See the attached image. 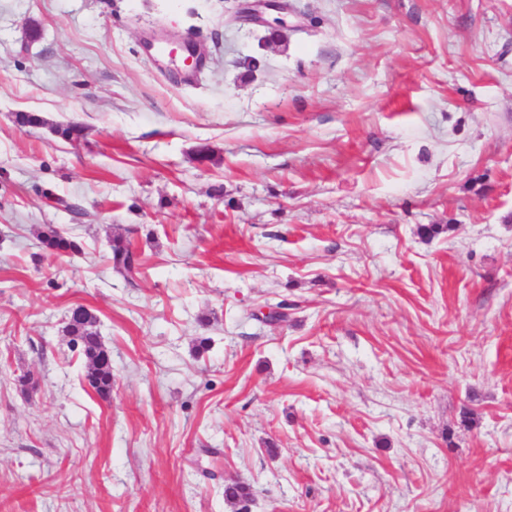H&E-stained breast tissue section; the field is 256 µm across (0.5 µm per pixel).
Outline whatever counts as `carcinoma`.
I'll return each instance as SVG.
<instances>
[{
    "label": "carcinoma",
    "instance_id": "1",
    "mask_svg": "<svg viewBox=\"0 0 512 512\" xmlns=\"http://www.w3.org/2000/svg\"><path fill=\"white\" fill-rule=\"evenodd\" d=\"M43 246L51 252H64L73 255L82 253L80 242L65 237L52 225H47L40 232ZM109 260L113 271L126 280L133 279L141 265L139 256L130 246L119 239L112 240ZM97 317L86 307L76 306L69 311L63 333L68 337V344L79 350L84 363L83 377L94 391L102 396H108L112 391V370L102 364L103 355L107 353L104 344L96 330ZM250 496L248 485L234 482L224 489V497L229 502H237Z\"/></svg>",
    "mask_w": 512,
    "mask_h": 512
}]
</instances>
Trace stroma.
Masks as SVG:
<instances>
[{"label": "stroma", "mask_w": 512, "mask_h": 512, "mask_svg": "<svg viewBox=\"0 0 512 512\" xmlns=\"http://www.w3.org/2000/svg\"><path fill=\"white\" fill-rule=\"evenodd\" d=\"M240 6L0 0V512H512V0ZM40 239L43 246L51 252H64L79 255L83 251L80 242L63 236L61 232L52 225H45L43 230L40 232ZM111 255L109 260L113 271L126 280L133 279L141 265L139 256L120 239H113L110 245ZM97 317L86 307L76 306L69 311L63 333L72 349H79L83 360V377L101 397L112 391V370L104 368L103 355L108 353L96 330Z\"/></svg>", "instance_id": "obj_1"}]
</instances>
